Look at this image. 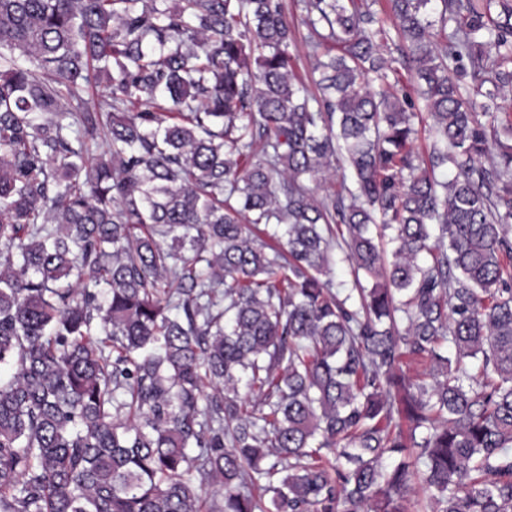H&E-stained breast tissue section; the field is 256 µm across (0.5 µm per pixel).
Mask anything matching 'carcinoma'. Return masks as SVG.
I'll list each match as a JSON object with an SVG mask.
<instances>
[{
  "label": "carcinoma",
  "instance_id": "1",
  "mask_svg": "<svg viewBox=\"0 0 512 512\" xmlns=\"http://www.w3.org/2000/svg\"><path fill=\"white\" fill-rule=\"evenodd\" d=\"M376 4L0 0V512H512V0ZM288 1V10L293 12L297 16V53L300 57L299 64L297 66L298 72L304 78L308 75L310 70V60L307 57V46L305 42V37L307 36V29L302 26L299 22L300 11L294 7V2L296 0H286Z\"/></svg>",
  "mask_w": 512,
  "mask_h": 512
}]
</instances>
